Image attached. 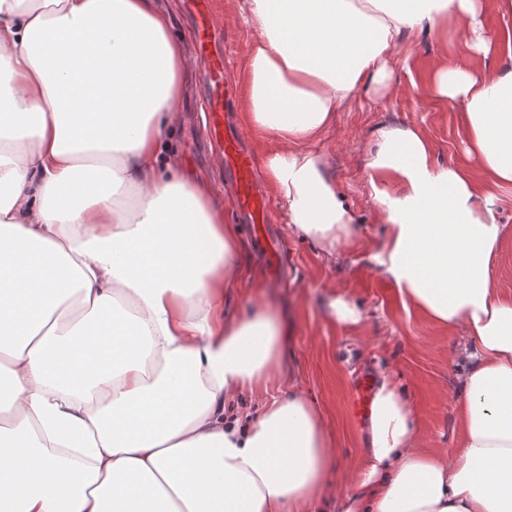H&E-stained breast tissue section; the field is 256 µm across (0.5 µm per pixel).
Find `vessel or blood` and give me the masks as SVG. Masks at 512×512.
<instances>
[{"label":"vessel or blood","mask_w":512,"mask_h":512,"mask_svg":"<svg viewBox=\"0 0 512 512\" xmlns=\"http://www.w3.org/2000/svg\"><path fill=\"white\" fill-rule=\"evenodd\" d=\"M187 6L194 20L196 51L207 62L204 74L207 135L219 148L224 170L233 185L237 211L252 226L255 235L268 239L271 253H279L280 245L272 239L268 226L270 200L256 186L255 160L243 145L242 133L232 130L227 122L226 108L234 87L226 76L228 60L215 48L217 29L211 0H187ZM372 386L368 374L355 377V396L351 404L355 416H367Z\"/></svg>","instance_id":"obj_1"}]
</instances>
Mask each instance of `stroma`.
I'll return each mask as SVG.
<instances>
[{"label":"stroma","instance_id":"1","mask_svg":"<svg viewBox=\"0 0 512 512\" xmlns=\"http://www.w3.org/2000/svg\"><path fill=\"white\" fill-rule=\"evenodd\" d=\"M212 6L218 45L231 55L232 78L242 80L249 33L234 0H212ZM463 57L455 41L414 36L409 62L394 66L397 95L360 96L351 108L337 113L320 143V150L331 159L339 190L359 218L361 247L327 255L291 232L285 207L279 197H272L270 224L286 249L280 275L271 277L263 244L241 235L239 282L224 295L229 316L243 317L256 306L272 307L279 316L285 336L272 390L278 396L298 392L312 402L328 428L332 450L344 463L342 471L330 475L329 483L345 492L356 491L369 448L367 426L351 411L355 373L375 377L385 372L405 388L415 411L421 451L451 454L458 446V339L447 327L406 308L395 285L381 274L374 255L385 226L372 208L364 170L368 145L384 125L422 128L436 161H464L458 108L423 101L413 90L438 61L458 62ZM202 71L196 61L187 73L185 121L174 139L183 171L207 181L213 200L224 208L225 220L234 224L238 217L233 197L204 133ZM341 294L360 312L358 323L343 325L332 315L330 304Z\"/></svg>","mask_w":512,"mask_h":512}]
</instances>
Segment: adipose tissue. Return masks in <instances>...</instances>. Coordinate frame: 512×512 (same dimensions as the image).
<instances>
[{"instance_id": "1", "label": "adipose tissue", "mask_w": 512, "mask_h": 512, "mask_svg": "<svg viewBox=\"0 0 512 512\" xmlns=\"http://www.w3.org/2000/svg\"><path fill=\"white\" fill-rule=\"evenodd\" d=\"M502 22L484 29L487 4ZM248 120L293 232L328 254L357 216L314 145L366 89L393 91L407 33L454 34L425 100L461 105L466 163L418 128H380L376 256L403 301L463 335L462 440L421 452L413 408L380 374L370 460L336 512H512V0H236ZM0 512H315L341 460L298 394L258 416L282 327L230 320L238 233L180 172L189 66L159 0H0Z\"/></svg>"}]
</instances>
